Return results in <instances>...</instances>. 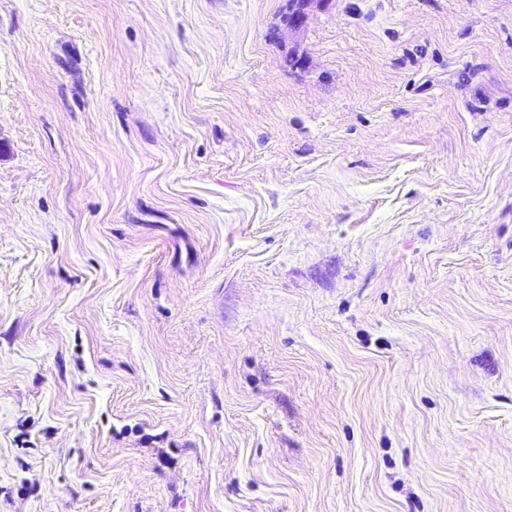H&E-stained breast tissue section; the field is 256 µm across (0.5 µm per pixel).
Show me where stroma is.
<instances>
[{
    "instance_id": "1",
    "label": "stroma",
    "mask_w": 512,
    "mask_h": 512,
    "mask_svg": "<svg viewBox=\"0 0 512 512\" xmlns=\"http://www.w3.org/2000/svg\"><path fill=\"white\" fill-rule=\"evenodd\" d=\"M287 12L0 0V512H512V0Z\"/></svg>"
}]
</instances>
